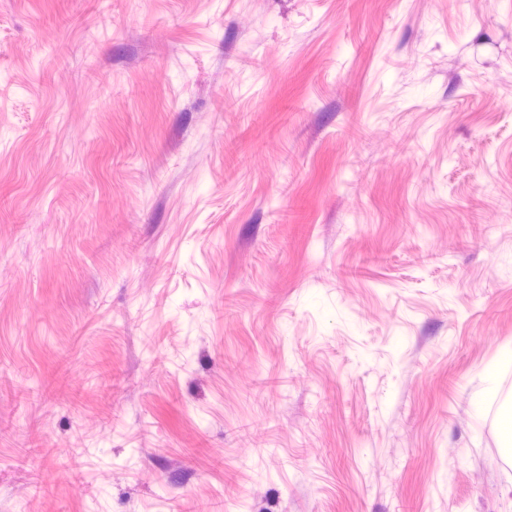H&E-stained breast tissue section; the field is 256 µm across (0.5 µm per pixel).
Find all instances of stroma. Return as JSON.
<instances>
[{"instance_id": "1", "label": "stroma", "mask_w": 512, "mask_h": 512, "mask_svg": "<svg viewBox=\"0 0 512 512\" xmlns=\"http://www.w3.org/2000/svg\"><path fill=\"white\" fill-rule=\"evenodd\" d=\"M508 348L512 0H0V512H512Z\"/></svg>"}]
</instances>
